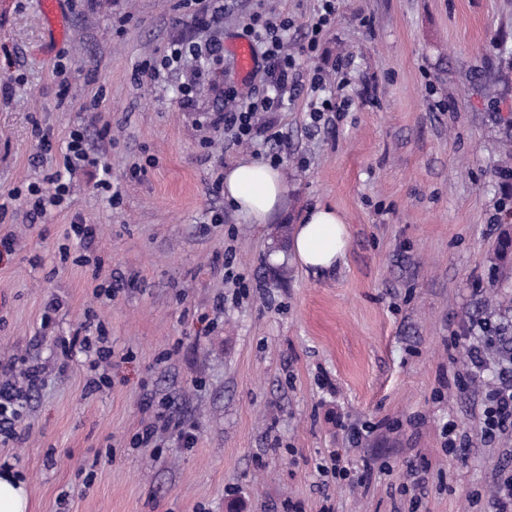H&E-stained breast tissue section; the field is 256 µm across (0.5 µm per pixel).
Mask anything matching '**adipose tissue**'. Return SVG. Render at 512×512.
I'll use <instances>...</instances> for the list:
<instances>
[{"instance_id":"obj_1","label":"adipose tissue","mask_w":512,"mask_h":512,"mask_svg":"<svg viewBox=\"0 0 512 512\" xmlns=\"http://www.w3.org/2000/svg\"><path fill=\"white\" fill-rule=\"evenodd\" d=\"M286 185L281 170L265 162L242 161L224 172V198L251 223L265 224L281 209ZM348 228L334 209H309L294 225L290 254L302 267L317 273L333 270L344 261Z\"/></svg>"}]
</instances>
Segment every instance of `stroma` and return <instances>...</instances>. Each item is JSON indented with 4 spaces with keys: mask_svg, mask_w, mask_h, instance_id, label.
I'll list each match as a JSON object with an SVG mask.
<instances>
[{
    "mask_svg": "<svg viewBox=\"0 0 512 512\" xmlns=\"http://www.w3.org/2000/svg\"><path fill=\"white\" fill-rule=\"evenodd\" d=\"M317 5L224 0L200 31L188 0H64L56 38L37 0H0V368L19 392L0 471L26 480L29 512H466L512 470V437L481 434L501 364L486 357L472 385L467 358L486 329L512 333L494 306L512 293L496 258L512 234V0H336L292 104L262 115L281 134L278 222L323 205L347 224L323 274L225 204V169L272 149L210 125L222 87L186 109L194 62L138 71L173 39H215L224 85L248 96L263 73L240 76L231 48L251 15L288 14L299 45ZM317 69L335 83L313 89ZM327 96L340 110L314 117ZM76 131L87 158L69 166ZM77 215L98 227L91 251ZM77 336L101 337L110 363ZM169 414L192 447L164 431L134 444ZM336 450L349 478L319 469Z\"/></svg>",
    "mask_w": 512,
    "mask_h": 512,
    "instance_id": "obj_1",
    "label": "stroma"
}]
</instances>
